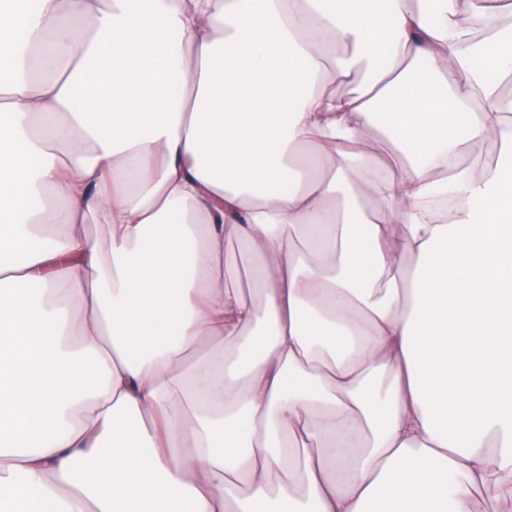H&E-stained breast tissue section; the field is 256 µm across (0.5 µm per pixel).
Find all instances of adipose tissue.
Instances as JSON below:
<instances>
[{
	"mask_svg": "<svg viewBox=\"0 0 512 512\" xmlns=\"http://www.w3.org/2000/svg\"><path fill=\"white\" fill-rule=\"evenodd\" d=\"M510 81L512 0H0V505L512 512Z\"/></svg>",
	"mask_w": 512,
	"mask_h": 512,
	"instance_id": "obj_1",
	"label": "adipose tissue"
}]
</instances>
